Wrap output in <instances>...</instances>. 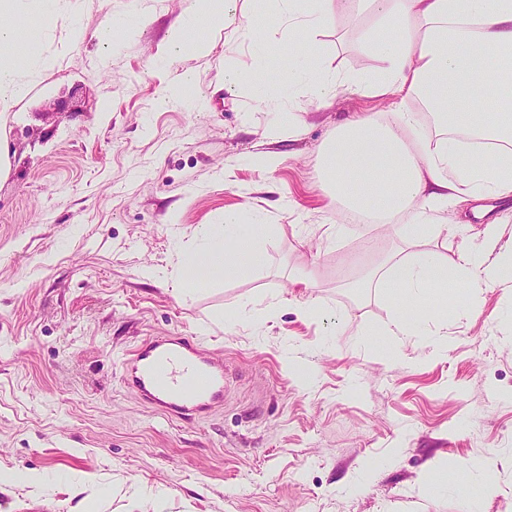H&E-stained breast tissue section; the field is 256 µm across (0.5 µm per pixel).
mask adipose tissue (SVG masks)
Returning a JSON list of instances; mask_svg holds the SVG:
<instances>
[{
  "label": "adipose tissue",
  "mask_w": 512,
  "mask_h": 512,
  "mask_svg": "<svg viewBox=\"0 0 512 512\" xmlns=\"http://www.w3.org/2000/svg\"><path fill=\"white\" fill-rule=\"evenodd\" d=\"M26 8L43 22L55 18V0H0V113L8 114L29 92L26 78L40 43V29L19 28L15 17ZM369 15L361 37L380 64L379 78H365L378 97H398L393 123L375 116L350 119L337 128L324 149L322 165L330 197L347 211L374 214L385 225L407 215L412 243L447 234L435 215L451 202L512 195V105L489 112L483 107L487 87L481 75L495 70L499 84L512 91V0H254L251 9L238 0H199V7L168 33V51L186 47L198 55L209 42L195 32L200 24L232 28L249 44L250 72L225 70L224 89L262 82L267 65L268 34L282 30L276 51L281 92L306 91L317 105L331 103L344 85L341 78L315 65L314 35L336 14ZM420 100L436 117L441 131L410 149L405 135L417 131ZM482 248L457 258L387 261L377 284L400 289L408 305L421 293L448 282L468 287L512 284V260L492 259L500 237L488 225ZM199 249L184 262V281L203 286L250 272L264 263L263 228L247 223L242 212L229 211L220 225L199 228Z\"/></svg>",
  "instance_id": "adipose-tissue-1"
}]
</instances>
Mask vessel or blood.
<instances>
[{
	"instance_id": "1",
	"label": "vessel or blood",
	"mask_w": 512,
	"mask_h": 512,
	"mask_svg": "<svg viewBox=\"0 0 512 512\" xmlns=\"http://www.w3.org/2000/svg\"><path fill=\"white\" fill-rule=\"evenodd\" d=\"M127 387L154 410L191 421L224 399V366L191 336H160L127 350Z\"/></svg>"
}]
</instances>
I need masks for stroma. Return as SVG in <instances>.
<instances>
[{"mask_svg": "<svg viewBox=\"0 0 512 512\" xmlns=\"http://www.w3.org/2000/svg\"><path fill=\"white\" fill-rule=\"evenodd\" d=\"M69 3L43 31L52 64L0 124V474L52 483L0 488V512H512V288L426 293L418 328L391 336L400 291L349 285L393 255L480 247L494 221L512 240V197L448 205V235L417 247L407 216L383 232L325 193L337 126L394 120L355 80L378 67L357 35L369 19L318 37L316 64L347 80L335 102L299 91L260 112L221 82L251 63L231 31L200 29L209 56L169 58L197 0ZM63 39L76 48L60 57ZM186 71L194 107H158ZM265 155L283 162L267 171ZM230 210L265 224V264L180 296L196 229ZM179 335L224 364L223 403L192 421L122 379L126 349Z\"/></svg>", "mask_w": 512, "mask_h": 512, "instance_id": "obj_1", "label": "stroma"}]
</instances>
